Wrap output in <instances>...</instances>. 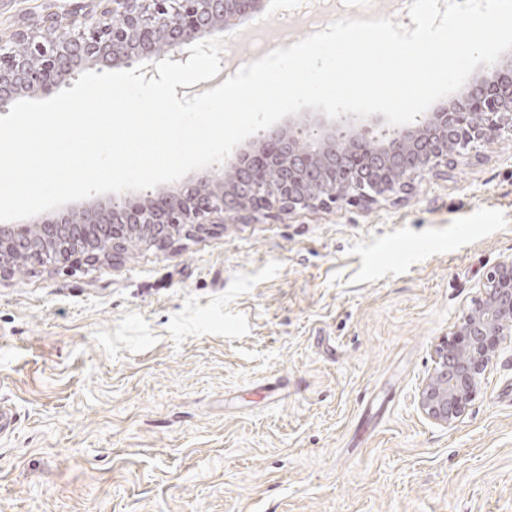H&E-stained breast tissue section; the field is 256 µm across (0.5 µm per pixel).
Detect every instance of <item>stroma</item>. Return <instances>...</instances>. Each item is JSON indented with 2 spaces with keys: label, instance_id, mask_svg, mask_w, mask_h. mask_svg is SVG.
I'll return each instance as SVG.
<instances>
[{
  "label": "stroma",
  "instance_id": "1",
  "mask_svg": "<svg viewBox=\"0 0 512 512\" xmlns=\"http://www.w3.org/2000/svg\"><path fill=\"white\" fill-rule=\"evenodd\" d=\"M73 0H0V37ZM367 0H287L351 18ZM282 11V12H285ZM282 12L268 10V26ZM512 258V138L412 194L0 276V512H512V336L446 427L435 348Z\"/></svg>",
  "mask_w": 512,
  "mask_h": 512
}]
</instances>
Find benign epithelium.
Segmentation results:
<instances>
[{
  "mask_svg": "<svg viewBox=\"0 0 512 512\" xmlns=\"http://www.w3.org/2000/svg\"><path fill=\"white\" fill-rule=\"evenodd\" d=\"M267 0H103L94 17L81 7L63 17L49 15L0 38V106L23 92L59 86L90 67L155 65L172 55L185 62L186 48L229 31L263 12ZM69 29L65 39L57 30ZM343 114L330 123L315 121L261 135L254 153L237 151L212 165L209 176L183 181L166 191L114 193L104 202L70 208L37 225H0V274L11 272L14 253H27L38 239L44 246L93 237L111 246L85 254L90 262L122 250L140 231L157 243L181 224L184 234L215 219H235L264 211L283 212L362 205L397 198L415 180L448 166V142L462 130L461 149L512 135V65L494 63L482 78L469 77L448 107L425 113L412 124L390 126ZM512 335V260L489 271L472 307L437 345L435 366L419 393V407L431 420L454 425L473 400L480 375L499 340Z\"/></svg>",
  "mask_w": 512,
  "mask_h": 512,
  "instance_id": "1",
  "label": "benign epithelium"
}]
</instances>
